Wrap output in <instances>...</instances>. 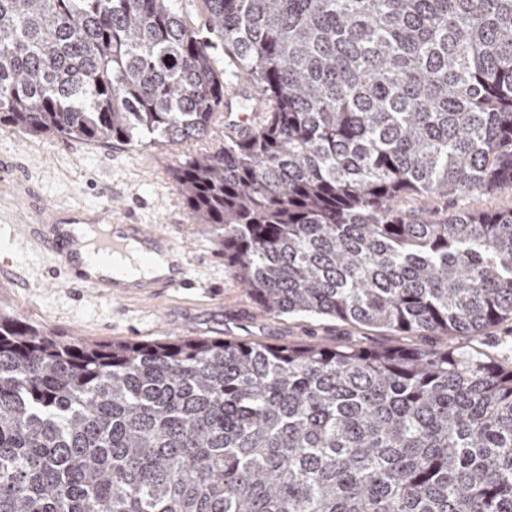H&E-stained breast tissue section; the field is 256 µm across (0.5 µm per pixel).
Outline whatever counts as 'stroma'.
I'll return each instance as SVG.
<instances>
[{
	"mask_svg": "<svg viewBox=\"0 0 512 512\" xmlns=\"http://www.w3.org/2000/svg\"><path fill=\"white\" fill-rule=\"evenodd\" d=\"M257 102L246 77L234 80L208 134L183 143L147 141L140 145L34 138L0 129V303L21 318L62 334L102 342H152L177 336H231L264 344H356L362 347L443 346L439 336H396L376 328L318 317L258 314L243 288L224 267L209 229L196 224L173 178L187 157L215 152L229 140L224 115L253 113ZM27 187L60 218L74 209L111 205L117 218L132 216L147 229L163 231L187 250L192 288L158 299L114 301L70 286L53 273L50 260L24 244L10 213L25 200ZM404 210L441 215L462 211L510 210L512 190L465 194L449 200L409 197ZM455 345L478 349L512 368V321L476 337H454Z\"/></svg>",
	"mask_w": 512,
	"mask_h": 512,
	"instance_id": "obj_1",
	"label": "stroma"
}]
</instances>
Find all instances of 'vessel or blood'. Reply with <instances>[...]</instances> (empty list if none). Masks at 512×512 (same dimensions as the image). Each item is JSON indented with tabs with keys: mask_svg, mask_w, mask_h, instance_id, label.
<instances>
[{
	"mask_svg": "<svg viewBox=\"0 0 512 512\" xmlns=\"http://www.w3.org/2000/svg\"><path fill=\"white\" fill-rule=\"evenodd\" d=\"M27 241L40 245L48 252L69 281L76 287L91 290L97 296L115 299L137 296L156 298L163 294L190 287L189 260L171 236L161 231H150L141 224H121L112 214L111 207H102L94 215L70 216L73 224L111 225L112 231L102 239L93 251H85L80 239L60 225L57 210L48 205L29 207L23 214ZM137 242L143 249L144 261H151L154 254L166 256L167 273L141 279H129L121 274L106 277L97 271L108 258L123 253L129 242Z\"/></svg>",
	"mask_w": 512,
	"mask_h": 512,
	"instance_id": "1",
	"label": "vessel or blood"
}]
</instances>
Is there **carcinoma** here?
<instances>
[{
	"mask_svg": "<svg viewBox=\"0 0 512 512\" xmlns=\"http://www.w3.org/2000/svg\"><path fill=\"white\" fill-rule=\"evenodd\" d=\"M174 0H0V127L202 137L227 87ZM269 105L173 177L263 315L512 319V0H205ZM0 512H512V369L450 347L100 343L0 305ZM406 211H423L441 215L462 211L510 210L512 209V190L500 189L492 193L465 194L446 200L435 198L409 197L403 203Z\"/></svg>",
	"mask_w": 512,
	"mask_h": 512,
	"instance_id": "obj_1",
	"label": "carcinoma"
}]
</instances>
